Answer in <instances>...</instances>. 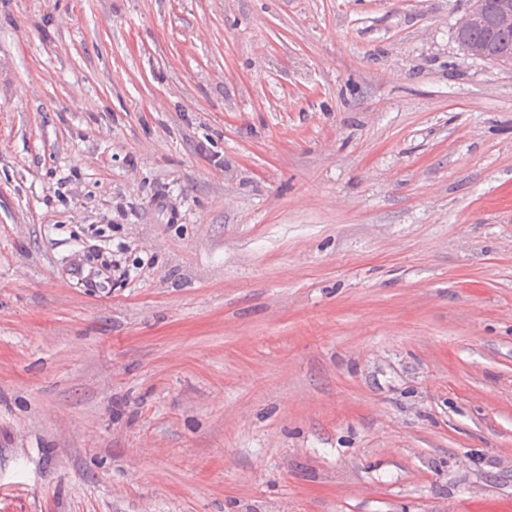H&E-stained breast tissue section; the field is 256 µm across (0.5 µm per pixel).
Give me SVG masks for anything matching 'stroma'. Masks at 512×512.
<instances>
[{
    "label": "stroma",
    "mask_w": 512,
    "mask_h": 512,
    "mask_svg": "<svg viewBox=\"0 0 512 512\" xmlns=\"http://www.w3.org/2000/svg\"><path fill=\"white\" fill-rule=\"evenodd\" d=\"M471 5L0 0V512H512Z\"/></svg>",
    "instance_id": "stroma-1"
}]
</instances>
